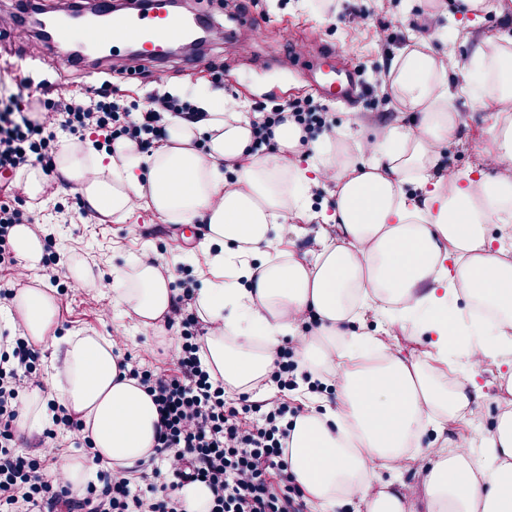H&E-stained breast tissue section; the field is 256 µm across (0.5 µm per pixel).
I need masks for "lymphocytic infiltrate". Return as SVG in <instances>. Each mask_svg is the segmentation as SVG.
Returning a JSON list of instances; mask_svg holds the SVG:
<instances>
[{
  "label": "lymphocytic infiltrate",
  "mask_w": 512,
  "mask_h": 512,
  "mask_svg": "<svg viewBox=\"0 0 512 512\" xmlns=\"http://www.w3.org/2000/svg\"><path fill=\"white\" fill-rule=\"evenodd\" d=\"M28 87L22 81L14 93L0 94L1 172L38 167L53 175L61 129L77 139L94 130L108 144L124 138L150 153L167 140V116L191 124L206 118L189 101L165 93L152 95L145 109L131 114L113 103L107 84L79 103L50 94L29 99L26 110L16 111L18 94ZM289 117L308 133L327 126L322 112L306 102L263 107L250 120L254 147L271 145L275 127ZM195 301L193 281L181 282L162 318L172 340L168 353L175 374L128 356L120 363L157 406L155 453L136 478L101 470L80 490L48 467L43 444L63 432L74 448L90 451L82 420L48 401L52 429L44 438L25 440L20 409L30 392L44 387L40 352L23 337L0 336V512H186L179 490L194 482L210 488L209 512H312L284 457L292 412L287 394L298 386L292 349L277 351L266 378L273 386L269 395L226 399L224 388L213 385L202 367L200 339L206 328L192 311Z\"/></svg>",
  "instance_id": "f902f5d3"
}]
</instances>
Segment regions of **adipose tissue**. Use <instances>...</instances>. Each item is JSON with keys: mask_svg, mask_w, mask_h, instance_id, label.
I'll list each match as a JSON object with an SVG mask.
<instances>
[{"mask_svg": "<svg viewBox=\"0 0 512 512\" xmlns=\"http://www.w3.org/2000/svg\"><path fill=\"white\" fill-rule=\"evenodd\" d=\"M512 56V34L484 37L460 66L467 81L451 87L425 38L405 50L390 73L395 100L417 108L411 126H390L371 139L328 137L302 148L301 129L285 122L270 153L250 154L252 130L231 101L199 96L208 117L198 125L170 119L168 139L153 154L127 141L108 159L93 143L63 150L58 175L74 184L97 214L123 221L137 208L175 224H202L206 239L233 242L229 281L213 283L196 301L209 330L200 358L213 382L249 392L266 376L283 337L296 339L300 370L335 376L337 407L298 416L285 457L311 503L334 512L359 503L364 512H404L422 497L426 512H512V410L501 413L479 450L469 441L432 448L421 486L380 480L386 463L409 459L422 435L471 410L480 391L474 375L512 346V114L488 116L485 169L443 172L438 144L460 128L457 94H482L473 76ZM208 135L207 153L192 146ZM242 160L234 186L223 161ZM416 183L418 193L405 191ZM336 187L332 214L318 216L312 190ZM336 225L337 241L313 262L283 247L288 222ZM497 225L498 238L487 233ZM112 304L131 309L141 329L154 327L172 295L152 263L138 259L113 269ZM497 315L477 321L456 312L459 299ZM34 344L46 343L57 304L45 289L20 288L12 300ZM375 310L388 326L427 337L421 357H406L348 322ZM318 328L299 332L306 314ZM467 337L464 374L454 385L437 379L448 362V333ZM61 371L50 381L58 404L80 417L100 462L131 471L154 452L158 414L136 380L120 379L119 357L102 336L57 338Z\"/></svg>", "mask_w": 512, "mask_h": 512, "instance_id": "ef3b65f1", "label": "adipose tissue"}]
</instances>
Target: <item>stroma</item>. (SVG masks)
I'll return each mask as SVG.
<instances>
[{"label": "stroma", "instance_id": "35a3bbf8", "mask_svg": "<svg viewBox=\"0 0 512 512\" xmlns=\"http://www.w3.org/2000/svg\"><path fill=\"white\" fill-rule=\"evenodd\" d=\"M337 15L328 18L310 8L307 0H196V11L206 14L214 27V40L202 53L192 57H174L165 61L140 62L142 70L152 72L153 81L131 78L109 62L68 65L58 63L49 75L63 96H82L103 80H111L116 96L147 104L152 89L172 95L204 87L216 89L227 100L240 102L243 112H253L271 102L283 103L310 97L327 112L333 129L351 128L359 137L370 138L393 120L411 125L414 113H397L387 85L375 83L377 72L388 71L400 53L408 47L417 14H433L434 29L429 44L443 61L470 58L477 40L494 35L512 23V0H491L477 25H470L460 0H333ZM362 9L367 17L353 23L339 21V14ZM387 27L388 38H378L380 27ZM0 45V86L14 87L17 79L30 83L39 80L42 43L26 26L7 31ZM342 52L360 88L348 103L329 100L317 94L308 77L324 48ZM222 69L224 83L215 86L212 72ZM461 116L462 134L443 144L441 162L455 171L479 169L483 165L482 147L489 135L483 122L485 111L471 97L456 98ZM35 213L56 240L61 267L81 262L90 266L95 280L92 286L76 287L69 277H61L64 293L52 335L74 332L95 333L121 339L122 353L140 362L173 372L174 367L161 352L162 342L152 331H142L134 313L112 307L106 289L112 270L133 258L155 259L170 268L169 284L193 279L197 288L209 287L220 279L217 270L207 264L209 248L197 227L187 226L184 234L166 236L160 229L163 219L140 209L129 219H112L89 224L80 210L81 195L71 184H59L55 193H43L29 199L18 181L0 190V201ZM363 330L386 337L392 349L402 355H419L427 350L425 337L386 329L381 317L366 313ZM483 386L474 421L458 420L453 432L477 439L489 434L499 415L512 410V393L501 387L498 367L488 364L479 378Z\"/></svg>", "mask_w": 512, "mask_h": 512}]
</instances>
